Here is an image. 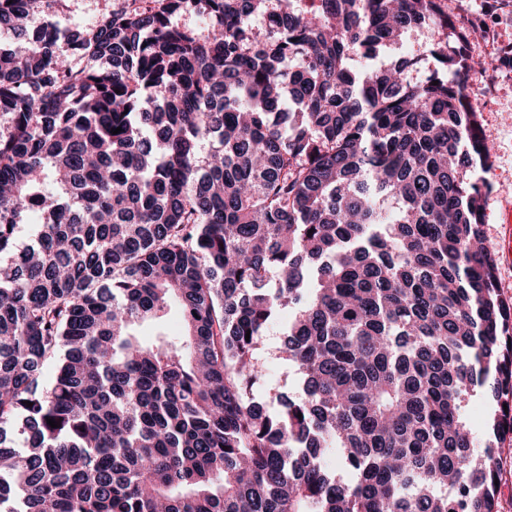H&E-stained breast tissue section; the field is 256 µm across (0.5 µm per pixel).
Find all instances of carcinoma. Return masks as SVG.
<instances>
[{
  "mask_svg": "<svg viewBox=\"0 0 512 512\" xmlns=\"http://www.w3.org/2000/svg\"><path fill=\"white\" fill-rule=\"evenodd\" d=\"M59 2L0 0V512H497L512 307L442 0H124L28 39ZM431 40L432 32L429 27L410 29L406 34L403 46L397 53L402 54L406 51H426ZM288 321V313H285L277 325L270 333L269 336H265V368L266 374L269 381L273 385H282L284 388H288L292 384L291 376H287V370L281 365V362L276 357V349L281 342V332L283 326ZM490 406V402L481 393L468 403L466 407L468 425L475 435L480 436L484 431Z\"/></svg>",
  "mask_w": 512,
  "mask_h": 512,
  "instance_id": "obj_1",
  "label": "carcinoma"
}]
</instances>
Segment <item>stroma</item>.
I'll list each match as a JSON object with an SVG mask.
<instances>
[{
  "label": "stroma",
  "instance_id": "obj_1",
  "mask_svg": "<svg viewBox=\"0 0 512 512\" xmlns=\"http://www.w3.org/2000/svg\"><path fill=\"white\" fill-rule=\"evenodd\" d=\"M113 6L114 0H63L53 11L36 10L30 28L38 30L50 19L68 27L88 26ZM444 8L450 18L471 24L458 49L475 64L466 96L490 146L477 175L485 197L484 246L493 253L501 243L502 211L512 205V66L499 61L502 48L512 47V0H444Z\"/></svg>",
  "mask_w": 512,
  "mask_h": 512
}]
</instances>
